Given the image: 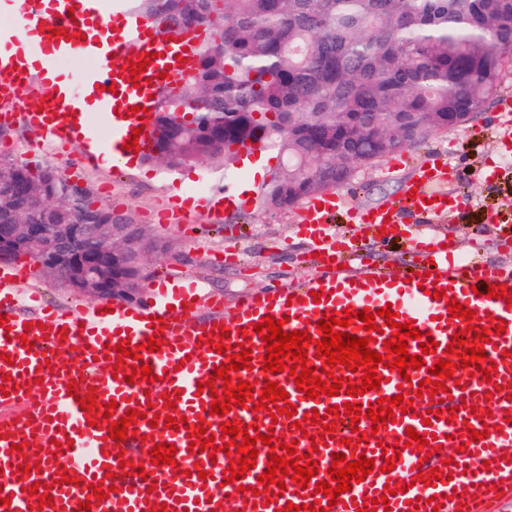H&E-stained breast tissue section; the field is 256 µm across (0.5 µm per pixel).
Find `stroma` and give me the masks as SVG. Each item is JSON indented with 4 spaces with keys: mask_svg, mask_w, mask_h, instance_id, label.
Masks as SVG:
<instances>
[{
    "mask_svg": "<svg viewBox=\"0 0 512 512\" xmlns=\"http://www.w3.org/2000/svg\"><path fill=\"white\" fill-rule=\"evenodd\" d=\"M499 121L498 104L493 101L464 127L431 133L424 142L405 147L376 165L357 168L351 182L338 191L333 232L353 238L367 267L400 269L408 260L405 241L380 239L370 225L347 223V215L398 201L422 165L443 160L456 174L451 191H464L468 205L461 213L437 218L436 226L454 237L459 255L475 253L488 263L512 265V249H506L499 233L481 221L489 205L512 199V167L500 165L505 148L497 136ZM1 157L33 170L55 166L67 179L87 185L95 204L130 213L148 232L167 237L170 250L148 261L152 274L141 285L138 307L154 302L160 283L200 277L207 283L208 298L198 303V317L209 315L212 298L223 301L224 314L229 317L247 294L294 286L318 273L310 244L298 231L299 209L268 210L256 203L213 217L179 205V198L193 196L202 181L217 192L244 184L260 189L263 176L242 163L224 169L199 162L176 170L147 160L119 168L100 163L86 166L80 164L77 148L38 146L19 116L0 123ZM489 165L501 168L492 181L483 176ZM17 271L23 274L15 288L22 312H32L40 302L64 310L92 304L90 298L45 276L30 259L0 264V273Z\"/></svg>",
    "mask_w": 512,
    "mask_h": 512,
    "instance_id": "obj_1",
    "label": "stroma"
}]
</instances>
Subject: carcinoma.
Returning a JSON list of instances; mask_svg holds the SVG:
<instances>
[{"label": "carcinoma", "instance_id": "carcinoma-1", "mask_svg": "<svg viewBox=\"0 0 512 512\" xmlns=\"http://www.w3.org/2000/svg\"><path fill=\"white\" fill-rule=\"evenodd\" d=\"M175 36L199 28L196 75L162 96L145 158L225 168L249 143L284 157L259 190L282 209L350 182L483 112L512 64V0H141ZM0 158V224L78 223L90 192Z\"/></svg>", "mask_w": 512, "mask_h": 512}]
</instances>
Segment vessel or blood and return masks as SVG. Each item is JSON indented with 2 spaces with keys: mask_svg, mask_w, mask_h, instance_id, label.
Segmentation results:
<instances>
[{
  "mask_svg": "<svg viewBox=\"0 0 512 512\" xmlns=\"http://www.w3.org/2000/svg\"><path fill=\"white\" fill-rule=\"evenodd\" d=\"M8 15L15 27H0V88H26L36 93L42 106L25 112L24 118L36 135L50 141L78 144L84 164H96L99 155L110 153L125 157L124 146L135 143L138 153L148 152L158 101L162 93L189 80L195 72L194 60L183 42L165 34L129 11L115 10L112 0H0V15ZM58 28L67 29L68 38L55 36ZM144 53L153 59L140 83H133L129 67ZM71 60L86 61L87 66L67 82V94L49 75L50 68ZM448 166L430 165L420 173L417 195L408 199V206L423 218L431 220L451 212H461L466 204L460 194H447L442 185L452 179ZM338 210L335 193L329 192L311 199L302 208L300 229L320 255V271L308 282L288 287H276L245 296L232 317H225L223 302L211 307L207 319L194 313L195 299L205 288L204 282L162 287L159 298L149 307L133 309L120 303L111 306L96 304L63 312L43 307L38 324L27 327L25 318L17 314L14 279L0 278V316L6 317V327H0V372L10 374L13 386L9 395L0 396V512H29L37 497L28 493L35 481L50 487L51 505L41 512H76L80 502L90 501V512H150L151 508L166 507L168 512H281L286 504L320 505L327 512H357L365 499H377L376 512H498L501 505L512 501V423L506 422V411H512V308L505 299L487 297L488 287L501 284L512 287V268L475 261L460 264L455 260L450 236L420 230L414 244L418 262L410 268L388 271L382 268L362 272L363 261L342 237L327 234L326 226ZM356 223L382 227L398 223L399 208L391 204L376 212H363ZM445 290L444 299L436 300L429 288ZM323 291L324 301L314 302L311 294ZM455 300L475 311L482 326L492 335L484 349L483 368H491L490 378L481 373L472 375L456 368L447 381L449 392L444 408H456L453 422L432 420L423 425L421 416L431 407L429 396L415 400L411 412L397 414L395 422L374 429L372 420L360 423L338 420L331 414L332 406L344 405L346 393L321 395L305 399L298 392L288 372L274 374L275 382L288 393L289 404L295 405V416L255 412L258 391L267 379L261 369L266 346L254 330V323L271 315L284 323V331H308L313 341L307 344L308 364L322 367L317 359L316 342L321 333L317 328L323 314L354 308L378 311L391 307L397 312L398 323L413 322L420 332L430 333L437 342L436 352L424 355L423 369L411 370L409 376L379 368L382 382L378 390L357 396L362 409H369L379 397L399 395L400 385L417 389L428 376L439 354L445 353L452 335L465 328L466 321L450 316L447 302ZM161 319L164 346L149 352L142 345L153 336V319ZM383 332L370 337L361 320L350 322L348 332L360 338H370V348L382 351L385 339L393 331L384 317L375 319ZM505 324L503 334H494L497 324ZM229 332L226 345L250 339L253 350L250 369L233 372V380H246L254 387L244 407H232L226 415L211 414L209 393L198 390L199 383L208 381L215 366L227 359L208 349V338L216 337L219 328ZM140 346L139 363L151 366L154 383L131 384L113 378L116 365L111 349L121 342ZM77 385V396H70L69 385ZM97 390L102 402H116L112 421H120L127 410L141 411L142 417L129 426L126 438L114 442L107 423L90 425V412L79 405L90 390ZM179 392L175 408H167V394ZM177 411L187 419V429L175 430L153 426L154 417H167ZM492 411V418L480 422L479 412ZM327 415L334 423V439L321 438V425L299 431L292 420H303L311 412ZM240 420L258 424L260 433L271 432L282 442H297L299 454L315 453L319 479H326L332 456L345 454L347 461L359 456L372 459L376 470L364 481L353 484L351 491L342 493V501L329 506L327 498H315L311 490L300 489L288 482L282 495L266 498L252 494L258 486L268 461L269 445L259 444L256 465L245 474L243 492L224 483L223 472L229 465L224 452L189 453L191 443L188 428L204 426L213 435L216 445H224L219 426L223 420ZM370 433L365 454L348 450L345 441L352 438L353 427ZM488 427L489 435L479 441H462L464 428L475 430ZM434 435L441 444L440 452L423 456L416 447L402 449L392 471H384L385 459L381 443L405 439L407 429ZM159 443L174 444V464H146L144 472H131L119 477L121 455L151 451ZM56 451L70 477L60 482L53 466L42 471L19 476L18 464L24 459L47 456ZM441 467L444 476L435 483L416 481V474H428ZM207 478H199V471ZM158 480L159 488L149 489L150 480ZM401 484L402 492L392 496L389 504L379 498L386 485ZM107 490L105 500L94 497V487ZM461 492L460 500H452V492ZM444 496L440 508H433V495ZM10 505H2V498Z\"/></svg>",
  "mask_w": 512,
  "mask_h": 512,
  "instance_id": "vessel-or-blood-1",
  "label": "vessel or blood"
}]
</instances>
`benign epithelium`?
<instances>
[{
	"mask_svg": "<svg viewBox=\"0 0 512 512\" xmlns=\"http://www.w3.org/2000/svg\"><path fill=\"white\" fill-rule=\"evenodd\" d=\"M168 241L128 224L122 214L112 223L3 224L0 226V261L24 252L61 283L97 299L132 302L140 291V269Z\"/></svg>",
	"mask_w": 512,
	"mask_h": 512,
	"instance_id": "7a95c632",
	"label": "benign epithelium"
}]
</instances>
